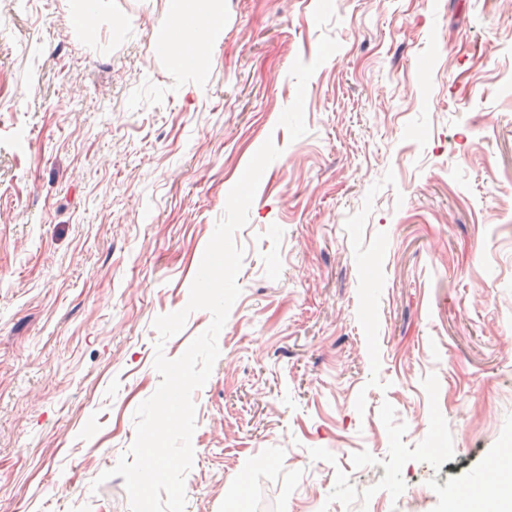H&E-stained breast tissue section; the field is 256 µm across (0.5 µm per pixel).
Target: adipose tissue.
Wrapping results in <instances>:
<instances>
[{
    "label": "adipose tissue",
    "mask_w": 512,
    "mask_h": 512,
    "mask_svg": "<svg viewBox=\"0 0 512 512\" xmlns=\"http://www.w3.org/2000/svg\"><path fill=\"white\" fill-rule=\"evenodd\" d=\"M223 31L224 18L218 0H210L206 5L200 0H171L164 38L180 43L181 70L199 73L201 60L222 38Z\"/></svg>",
    "instance_id": "obj_1"
}]
</instances>
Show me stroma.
I'll list each match as a JSON object with an SVG mask.
<instances>
[{
    "instance_id": "1",
    "label": "stroma",
    "mask_w": 512,
    "mask_h": 512,
    "mask_svg": "<svg viewBox=\"0 0 512 512\" xmlns=\"http://www.w3.org/2000/svg\"><path fill=\"white\" fill-rule=\"evenodd\" d=\"M221 3L194 78L156 45L167 0H100L90 33L81 0H0V512H129L92 482L269 138L185 512H499L512 8Z\"/></svg>"
}]
</instances>
